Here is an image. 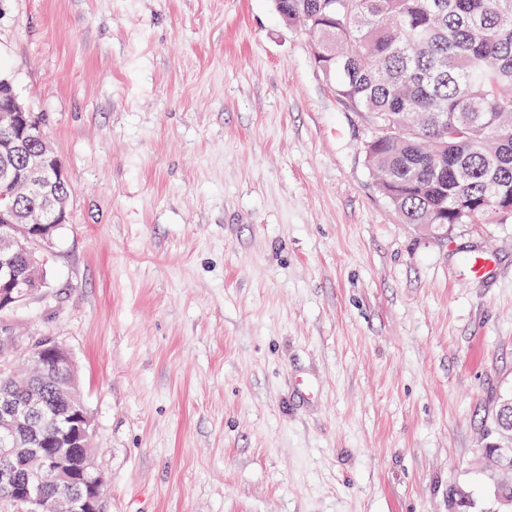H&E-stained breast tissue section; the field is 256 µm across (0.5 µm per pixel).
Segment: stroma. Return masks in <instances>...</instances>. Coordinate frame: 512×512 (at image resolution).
Listing matches in <instances>:
<instances>
[{
    "label": "stroma",
    "mask_w": 512,
    "mask_h": 512,
    "mask_svg": "<svg viewBox=\"0 0 512 512\" xmlns=\"http://www.w3.org/2000/svg\"><path fill=\"white\" fill-rule=\"evenodd\" d=\"M0 73L72 187L0 318L71 352L101 512H493L512 223H401L272 0H0Z\"/></svg>",
    "instance_id": "obj_1"
}]
</instances>
